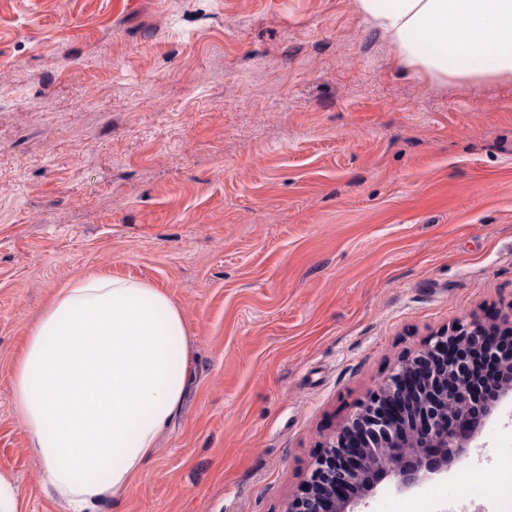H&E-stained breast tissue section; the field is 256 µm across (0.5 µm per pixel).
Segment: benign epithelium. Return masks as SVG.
<instances>
[{"mask_svg": "<svg viewBox=\"0 0 512 512\" xmlns=\"http://www.w3.org/2000/svg\"><path fill=\"white\" fill-rule=\"evenodd\" d=\"M497 330L512 335V307L493 326L473 318L444 328L426 340L415 356L403 359L353 421L386 403L403 411V418L374 419L365 445L341 435L328 441L309 469L304 492L290 501L287 512H347L350 501L344 499L340 507L326 509L328 503L336 502V492L346 482L360 483L355 493L359 500L376 479L391 477L400 487L410 488L447 469L463 453L486 410L475 392L468 360H458L455 388L450 391L448 366L429 356L441 345L463 341L475 346L487 361L512 363V352L494 337Z\"/></svg>", "mask_w": 512, "mask_h": 512, "instance_id": "7a95c632", "label": "benign epithelium"}]
</instances>
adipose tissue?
Segmentation results:
<instances>
[{"label": "adipose tissue", "mask_w": 512, "mask_h": 512, "mask_svg": "<svg viewBox=\"0 0 512 512\" xmlns=\"http://www.w3.org/2000/svg\"><path fill=\"white\" fill-rule=\"evenodd\" d=\"M405 70L445 84L512 82V0H355ZM183 314L147 282L87 277L30 331L11 384L45 490L71 512L122 500L193 372Z\"/></svg>", "instance_id": "adipose-tissue-1"}]
</instances>
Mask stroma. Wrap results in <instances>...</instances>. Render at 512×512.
<instances>
[{"label": "stroma", "instance_id": "stroma-1", "mask_svg": "<svg viewBox=\"0 0 512 512\" xmlns=\"http://www.w3.org/2000/svg\"><path fill=\"white\" fill-rule=\"evenodd\" d=\"M87 276L164 291L194 379L103 512H286L429 335L512 306V82L404 71L355 0H0V469L63 512L11 371ZM512 393L355 512H496Z\"/></svg>", "mask_w": 512, "mask_h": 512}]
</instances>
